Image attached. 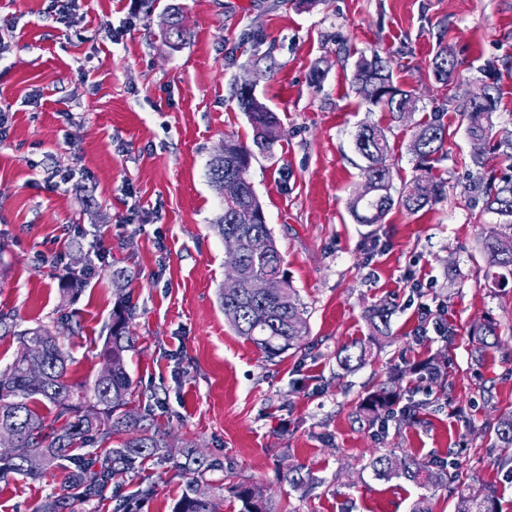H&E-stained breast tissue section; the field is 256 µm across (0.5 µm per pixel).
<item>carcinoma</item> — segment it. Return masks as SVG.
<instances>
[{"label":"carcinoma","instance_id":"obj_1","mask_svg":"<svg viewBox=\"0 0 512 512\" xmlns=\"http://www.w3.org/2000/svg\"><path fill=\"white\" fill-rule=\"evenodd\" d=\"M454 56L448 46L441 47L432 61V75L436 83L450 86L456 79ZM483 75L490 80L489 101L471 104L457 93L448 97L453 111L465 123L471 138L488 139L493 129V116L500 103V88L495 61H487ZM353 84L356 93L369 108L401 118L402 111H418L419 99L411 90L400 87L393 78L387 61L378 53L362 57L355 64ZM238 107L246 112L251 129V143L227 139L224 141V159L208 163V178L217 192L224 193V179L241 183V195L224 201V214L212 228L222 237H234L239 248L224 255V266L240 272L234 284L224 283L220 288L224 316L238 335L251 342L266 358L274 359L300 348L309 334L306 307L298 299L290 283L279 294L267 295L256 285L264 280L284 277L281 256L272 239L268 225L236 224L234 212L238 207H250L263 212L262 205L249 181L248 172L256 154L269 153L279 141V121L260 99L251 92L234 88ZM447 108L434 110V117L415 126L410 150L416 157V167L431 171L436 156L443 155L448 142V125L442 121ZM356 149L366 160L363 169L365 182L372 188V198H355L351 212L361 224H380L393 208L417 212L437 203L444 195V185L432 176L417 177L393 195L392 170L387 163L390 145L385 130L374 124H364L356 134ZM492 153L500 164L499 173H486L488 157L484 154L469 158L475 175L470 189L483 200L485 209L503 218L501 231L481 241L480 252L488 274L502 286L512 279V141H498ZM267 240V251L255 254L249 248L254 236ZM112 276L119 290L112 316V331L106 338L101 356L109 364L106 372H99L90 384H75L69 379L74 359L60 343L59 333L38 325L21 329L14 317L0 313V337L12 336L18 340L21 351L13 362L0 370V426L14 430L18 436L19 451L9 458L0 457V480L19 475L33 481L43 479L49 470H64L59 490L48 493L34 512H74L76 502L92 503L108 494L112 478L135 470L136 465L148 460H170L171 450L166 432L148 422L151 409L132 407L139 396L137 384L127 369L128 353L134 348L130 325L135 307L129 295L122 293L124 283L132 281L128 270L119 268ZM393 309L386 305L368 310L371 335L366 342L343 346L336 360L343 370L351 372L364 365L378 348L389 339ZM485 348L494 346L499 326L487 320L474 329ZM448 381L447 367L439 361L411 364L402 361L389 373V381L368 392L360 403L359 412L372 423L386 425L394 419L404 423L416 422L427 403L404 398L400 382L409 375ZM492 445L512 451V411L500 415L488 426ZM128 435L118 447H110L112 436ZM186 460L197 465L196 478L189 481L177 501L174 512H218L216 501L221 491L227 490L241 503L240 512H283V506L273 497L260 500L252 496L254 485L225 477V486L214 487L203 481L213 463L196 449L186 452ZM375 478L389 481L404 478L420 486L440 487L456 494L455 512H497L494 490L485 487L476 497L461 487L460 475L442 461L420 462L416 458L394 454L374 455L367 464ZM283 480L294 491L305 492L315 483L310 472L299 466H290Z\"/></svg>","mask_w":512,"mask_h":512}]
</instances>
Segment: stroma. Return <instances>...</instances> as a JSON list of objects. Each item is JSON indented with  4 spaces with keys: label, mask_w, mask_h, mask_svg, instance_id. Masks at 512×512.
Listing matches in <instances>:
<instances>
[{
    "label": "stroma",
    "mask_w": 512,
    "mask_h": 512,
    "mask_svg": "<svg viewBox=\"0 0 512 512\" xmlns=\"http://www.w3.org/2000/svg\"><path fill=\"white\" fill-rule=\"evenodd\" d=\"M49 0H0V311L21 327L60 328L75 363L70 377L90 382L102 367L116 294L113 269L133 274L127 290L137 315L128 369L154 399L155 424L174 454L194 445L215 462L210 484L226 474L257 485L288 512H409L420 495L434 512H454L448 491L366 472L371 455L392 453L452 463L472 489L492 486L500 512H512V456L491 445L487 421L512 411V287L484 277L480 241L498 230L469 188V138L448 112L447 156L433 174L443 198L415 213L392 209L383 223L353 218L349 203L364 184L354 146L361 125L384 127L393 186L417 174L412 127L445 103L430 62L445 44L460 62L462 84L479 83L492 58L501 105L494 138L512 133V0H80L81 20L55 22ZM188 36L163 34L167 6ZM123 36L111 41L108 28ZM394 79L414 90L419 109L396 120L369 110L352 87L354 64L372 52ZM265 57L270 76L255 93L276 113L281 138L249 170L282 258L307 308L310 334L301 351L267 360L224 316V241L212 229L224 211L207 164L225 138L252 129L232 96ZM320 67L321 84L310 81ZM254 78V77H253ZM86 168V186L48 188L51 172ZM138 223H126L131 210ZM105 239L109 262L91 252ZM88 263L81 292L63 281ZM393 304L390 340L376 359L344 373L343 345L369 334L365 311ZM454 325L440 336L435 321ZM493 319L497 348L480 351L476 325ZM444 357L448 390L411 379L414 399L431 400L418 422L378 430L359 416L366 392L401 360ZM311 471L315 485L293 491L288 465ZM192 478L153 461L114 479L111 499L75 504V512H115L119 500L147 495L140 512H173ZM61 473L0 481V512H33Z\"/></svg>",
    "instance_id": "1"
}]
</instances>
